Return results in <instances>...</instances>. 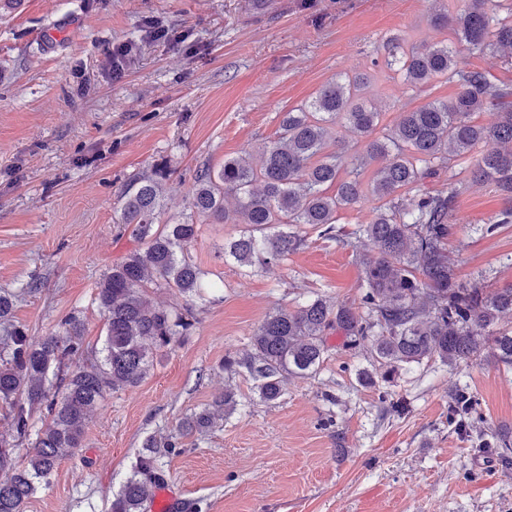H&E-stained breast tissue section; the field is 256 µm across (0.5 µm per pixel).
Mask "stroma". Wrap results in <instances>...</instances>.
<instances>
[{
  "label": "stroma",
  "instance_id": "35a3bbf8",
  "mask_svg": "<svg viewBox=\"0 0 512 512\" xmlns=\"http://www.w3.org/2000/svg\"><path fill=\"white\" fill-rule=\"evenodd\" d=\"M466 0H23L0 10V290L13 292L12 324L36 337L77 316L88 351L105 319L95 294L133 248L118 222L121 186L157 163L175 174L164 215H191L200 167L258 155L282 113L310 102L342 73L363 72L381 128L403 112L452 99L456 84L415 89L383 66L381 39H450L433 26ZM130 52L113 61L112 47ZM122 76L113 79V65ZM451 162L420 191L456 192L448 255L458 281L512 283V223L482 228L512 209L493 184ZM188 249L208 283L203 296L153 288L152 301L191 311L185 336L157 355L135 387L107 393L80 448L64 457L24 512H107L146 442L160 447L163 480L201 512H512V469L488 445L512 440V370L484 354L456 367L405 366L377 378L369 346L328 332L312 377L288 379L280 401L260 399L246 368L250 336L266 315L321 297L358 305L356 251L297 227L304 243L252 274L224 257L235 224L198 218ZM37 282L34 292L25 286ZM376 376L366 383L364 373ZM477 399L478 448L448 418V393ZM232 388L238 406L205 434L165 443L182 418Z\"/></svg>",
  "mask_w": 512,
  "mask_h": 512
}]
</instances>
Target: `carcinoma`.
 I'll return each instance as SVG.
<instances>
[{"mask_svg":"<svg viewBox=\"0 0 512 512\" xmlns=\"http://www.w3.org/2000/svg\"><path fill=\"white\" fill-rule=\"evenodd\" d=\"M486 0H469L460 13L438 12L437 26L452 30L454 41L434 46H407L399 36L383 41L384 64L410 87L444 78L459 86L450 101L435 100L404 113L395 126L375 135L380 112L362 96L367 76L344 74L325 85L297 111L285 112L280 134L262 154L257 167L228 158L219 169L197 171L191 188L194 214L226 224H241L239 237L224 245V258L254 268L285 260L300 249L296 224L323 228L327 238L363 251L360 307L331 306L316 298L294 309L280 307L253 332L252 353L228 358L225 366L246 368L258 381L261 399L283 394V379L317 372L325 353V336L344 332L347 346L368 341L373 358L388 380L399 368L438 360L455 366L488 351L512 368V330L501 318L512 315V285L482 288L459 282L448 259V224L455 193L419 195L408 205L398 192L435 177L448 161L468 157L481 143L490 145L477 159L473 177L489 182L512 198V90L486 73L464 66L457 45L470 53L490 47L512 50V3L488 11ZM477 112L492 120L480 124ZM341 124L365 139L362 149L345 156L330 150L336 140L329 129ZM376 163L371 192L382 205L374 218L352 232L336 230L338 213L362 194L361 173ZM174 171L160 163L121 188L119 223L136 242L103 276L96 300L107 334L100 360L75 361L86 353L81 321L71 316L54 334L35 338L12 327L0 336V469L13 465L9 449L33 438L26 462L0 483V512H23L41 484L50 482L59 461L81 447L86 420L110 391L138 385L158 352L172 345L192 325L179 313L153 305L147 289L176 288L188 296L205 287L201 270L188 257L197 236L191 219L161 222L163 200ZM238 201L237 215L224 207L226 196ZM475 397L458 387L448 397L451 421L474 428ZM231 389L209 408L179 424L177 435L202 434L216 412L236 410ZM41 413V426L34 415ZM162 479L152 453L139 456L133 473L112 500L110 512H145Z\"/></svg>","mask_w":512,"mask_h":512,"instance_id":"1","label":"carcinoma"}]
</instances>
